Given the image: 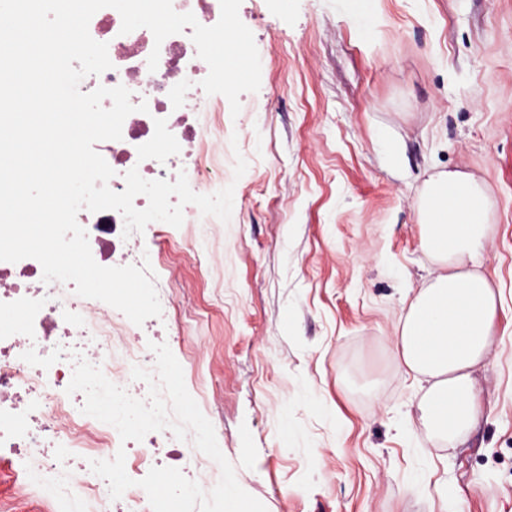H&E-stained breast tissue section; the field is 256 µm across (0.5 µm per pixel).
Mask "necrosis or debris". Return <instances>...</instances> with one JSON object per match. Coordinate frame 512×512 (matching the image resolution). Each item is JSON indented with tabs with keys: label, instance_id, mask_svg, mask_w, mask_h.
Here are the masks:
<instances>
[{
	"label": "necrosis or debris",
	"instance_id": "4bbe7bcc",
	"mask_svg": "<svg viewBox=\"0 0 512 512\" xmlns=\"http://www.w3.org/2000/svg\"><path fill=\"white\" fill-rule=\"evenodd\" d=\"M121 25L119 12L104 8L93 15L89 33L107 43L112 67L80 84L84 92L121 84L131 91L132 103L148 106L125 119L121 139L95 145L115 172L110 188L123 191L125 173L135 168L147 180L173 181L183 173L194 192L218 191L210 171L224 155V101L200 86L209 67L197 55L192 27L158 45L149 29L124 35ZM154 51L159 62L152 72L148 58ZM78 222L98 264H142L144 237L124 236L119 212L84 209ZM42 275L35 259L0 261V308L28 313L23 322L0 317V449H8L16 461H36L37 477L72 475L74 485L61 491L63 500L89 495L100 500L103 512H143L148 496L142 488L135 484L120 499H111L105 480L90 484L79 475L73 450L84 447L86 434L97 435L111 451H125L131 459L126 472L137 482L160 465L158 448L180 447V440L164 430L150 433L145 442H121L113 426L82 414L83 393L69 395L65 389L78 353L131 396L146 398L147 384L133 380L131 370L154 368L146 339L161 330L154 321L136 326L110 305L76 295L74 283H46Z\"/></svg>",
	"mask_w": 512,
	"mask_h": 512
}]
</instances>
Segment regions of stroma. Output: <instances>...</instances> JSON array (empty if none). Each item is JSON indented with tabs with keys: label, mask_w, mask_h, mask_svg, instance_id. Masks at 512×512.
Masks as SVG:
<instances>
[{
	"label": "stroma",
	"mask_w": 512,
	"mask_h": 512,
	"mask_svg": "<svg viewBox=\"0 0 512 512\" xmlns=\"http://www.w3.org/2000/svg\"><path fill=\"white\" fill-rule=\"evenodd\" d=\"M258 92L225 116L233 210L167 227L159 262L188 390L267 512H512V0H242ZM248 168L235 177L236 156ZM490 190L479 269L500 290L456 447L401 420L418 385L392 350L432 266L419 192ZM0 512H55L0 457Z\"/></svg>",
	"instance_id": "obj_1"
}]
</instances>
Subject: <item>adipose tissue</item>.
<instances>
[{"instance_id": "obj_1", "label": "adipose tissue", "mask_w": 512, "mask_h": 512, "mask_svg": "<svg viewBox=\"0 0 512 512\" xmlns=\"http://www.w3.org/2000/svg\"><path fill=\"white\" fill-rule=\"evenodd\" d=\"M484 185L460 171L429 180L417 216L421 242L436 271L427 288L404 303L393 349L424 392L405 414L448 447L477 422L473 374L490 343L497 295L475 265L488 236Z\"/></svg>"}]
</instances>
